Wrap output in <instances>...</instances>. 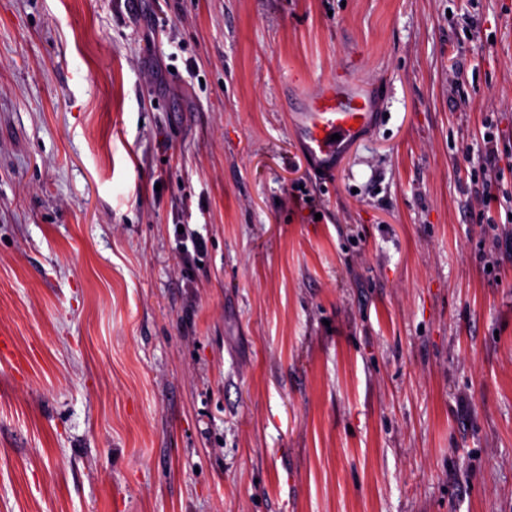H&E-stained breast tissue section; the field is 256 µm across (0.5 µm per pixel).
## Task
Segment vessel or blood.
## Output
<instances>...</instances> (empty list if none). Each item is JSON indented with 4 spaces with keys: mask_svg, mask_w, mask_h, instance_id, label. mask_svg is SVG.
Masks as SVG:
<instances>
[{
    "mask_svg": "<svg viewBox=\"0 0 512 512\" xmlns=\"http://www.w3.org/2000/svg\"><path fill=\"white\" fill-rule=\"evenodd\" d=\"M376 117L371 92L340 74L304 98L296 123L311 154L330 162Z\"/></svg>",
    "mask_w": 512,
    "mask_h": 512,
    "instance_id": "obj_1",
    "label": "vessel or blood"
}]
</instances>
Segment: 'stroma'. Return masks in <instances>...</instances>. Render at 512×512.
Masks as SVG:
<instances>
[{"instance_id": "35a3bbf8", "label": "stroma", "mask_w": 512, "mask_h": 512, "mask_svg": "<svg viewBox=\"0 0 512 512\" xmlns=\"http://www.w3.org/2000/svg\"><path fill=\"white\" fill-rule=\"evenodd\" d=\"M511 214L512 0H0V512H512ZM370 91L358 87L350 78L336 74L315 94L306 96L296 123L312 155L331 162L356 135L377 118ZM359 120V123H355ZM339 134L340 140L330 141Z\"/></svg>"}]
</instances>
